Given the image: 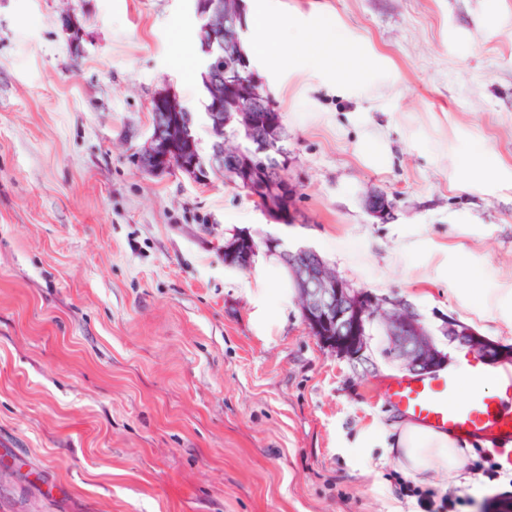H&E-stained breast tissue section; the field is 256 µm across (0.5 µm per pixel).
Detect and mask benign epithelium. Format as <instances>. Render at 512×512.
Segmentation results:
<instances>
[{
  "label": "benign epithelium",
  "instance_id": "7a95c632",
  "mask_svg": "<svg viewBox=\"0 0 512 512\" xmlns=\"http://www.w3.org/2000/svg\"><path fill=\"white\" fill-rule=\"evenodd\" d=\"M195 10L202 21V41L208 51L216 52L207 76L211 107L206 115L211 136H224V127L228 125L248 135L260 130L264 150H269L282 140L277 123L268 121L265 116L273 106V100L255 70L230 63L242 53L241 33L245 26L240 0H197ZM59 23L68 35L70 46L78 48L80 29L73 16L63 14ZM150 109L154 113H169L174 119L162 122L155 118L151 121L149 137L135 150L142 167L154 172L178 169L199 184L209 183L211 171L219 167L225 175L237 178L247 186L250 196L260 203V210L269 221H281L286 199L279 194L289 185L288 166L282 165L275 169V176H268L265 159L256 155L249 157L223 144L209 160L196 155L188 162H180L177 167L170 160L169 150L174 144L192 141L191 117L188 114L182 119L176 117L182 108L169 85L153 93ZM367 208L380 220L390 215L388 201L379 195L369 199ZM263 244L274 248L279 245V240L267 237L258 241L248 231L235 233L224 245V263L246 269ZM280 257L295 283L306 325L337 357L350 362L363 359L371 347L373 324L378 323L388 340L384 355L411 373L427 375L447 363V353L439 348L421 318L400 301L354 286L337 275L313 250H282ZM442 335L448 337V342L468 348L479 360L512 362L511 345L482 336L466 323L450 318L442 328Z\"/></svg>",
  "mask_w": 512,
  "mask_h": 512
}]
</instances>
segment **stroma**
Returning a JSON list of instances; mask_svg holds the SVG:
<instances>
[{
	"label": "stroma",
	"instance_id": "stroma-1",
	"mask_svg": "<svg viewBox=\"0 0 512 512\" xmlns=\"http://www.w3.org/2000/svg\"><path fill=\"white\" fill-rule=\"evenodd\" d=\"M248 6L293 39L287 65L270 59L275 33L255 57L288 135L289 226L223 174L200 185L133 158L166 85L210 149L194 0H0L9 512H421L387 447L385 391L402 371L383 334L366 361L336 357L291 285L257 324L249 270L224 263L238 230L314 249L437 333L452 317L512 345V0ZM66 12L84 31L77 51ZM373 194L392 202L388 221L368 212ZM405 244L408 275L389 274ZM487 307L494 321L478 320ZM478 448L457 478L419 487L469 498L465 512H512V468L488 479Z\"/></svg>",
	"mask_w": 512,
	"mask_h": 512
}]
</instances>
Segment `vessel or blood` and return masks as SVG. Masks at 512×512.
Here are the masks:
<instances>
[{
	"label": "vessel or blood",
	"instance_id": "obj_1",
	"mask_svg": "<svg viewBox=\"0 0 512 512\" xmlns=\"http://www.w3.org/2000/svg\"><path fill=\"white\" fill-rule=\"evenodd\" d=\"M459 377L452 372L399 379L387 400L420 424L451 435H465L489 445L512 465V411L485 391L457 400Z\"/></svg>",
	"mask_w": 512,
	"mask_h": 512
}]
</instances>
